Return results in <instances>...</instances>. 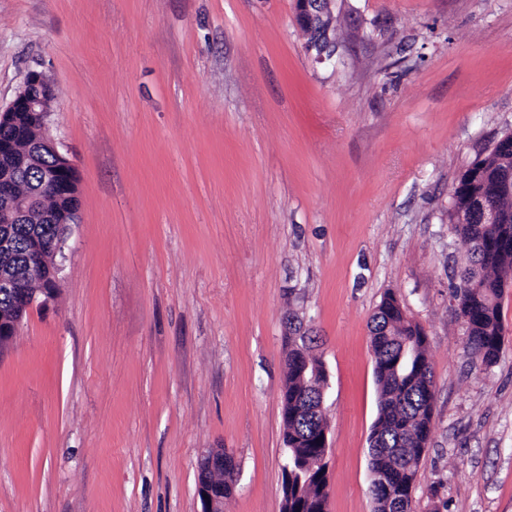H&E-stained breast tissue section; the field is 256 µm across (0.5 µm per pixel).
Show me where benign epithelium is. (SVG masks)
<instances>
[{"mask_svg": "<svg viewBox=\"0 0 512 512\" xmlns=\"http://www.w3.org/2000/svg\"><path fill=\"white\" fill-rule=\"evenodd\" d=\"M335 0H295L296 21L299 27L313 35L306 43L308 51L315 52L318 63H336V23ZM53 88L49 78L37 71L28 74L23 88L10 104L0 108V127L9 128L16 124L17 113L33 112L39 120L35 138L36 147L19 151L12 140L0 141V160L7 157L13 169L18 170L39 164L41 149L45 148L55 156V162L43 167L44 184L57 192H65L75 184L76 169L72 160L60 152L46 133ZM38 193L19 192L15 175L0 173V211H5L14 219L28 217L37 208ZM65 229L51 238L37 239L32 250L27 270L0 269V288L16 289L21 296L19 307L0 311V351L8 348L17 335L24 313L34 305H42L51 299L57 289L61 266L58 258L63 255L72 220L63 221ZM309 371V384L320 393L319 410H324L326 383L321 378L326 371L318 366H306ZM199 465L205 472L224 470V449L212 448L202 455ZM202 512H224V485L208 482L198 485Z\"/></svg>", "mask_w": 512, "mask_h": 512, "instance_id": "1", "label": "benign epithelium"}]
</instances>
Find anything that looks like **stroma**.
<instances>
[{
    "mask_svg": "<svg viewBox=\"0 0 512 512\" xmlns=\"http://www.w3.org/2000/svg\"><path fill=\"white\" fill-rule=\"evenodd\" d=\"M337 67L293 0H0V108L29 72L80 206L53 299L0 352V512H281L290 317L326 373L329 512H373L369 322L428 334L415 512H512V288L472 361L450 191L512 132V0H336ZM226 451L222 448H211L202 455L199 465L202 470L207 472H224V481L222 484H210L208 482L198 485V495L202 503V512H222L224 511V503L232 494L230 493L231 485L237 480L235 473L237 465L234 457L230 454L229 457L224 454ZM208 495V499L204 498ZM223 504V506H221Z\"/></svg>",
    "mask_w": 512,
    "mask_h": 512,
    "instance_id": "35a3bbf8",
    "label": "stroma"
}]
</instances>
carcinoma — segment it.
Returning a JSON list of instances; mask_svg holds the SVG:
<instances>
[{
    "label": "carcinoma",
    "mask_w": 512,
    "mask_h": 512,
    "mask_svg": "<svg viewBox=\"0 0 512 512\" xmlns=\"http://www.w3.org/2000/svg\"><path fill=\"white\" fill-rule=\"evenodd\" d=\"M512 176V135L486 154H480L452 187L448 221L467 249V262L458 272L456 313L463 320L469 356L485 365L494 363L504 344L500 300L512 287V196H492ZM57 218L77 208L78 201L47 191ZM485 201L501 215L498 224H485L474 210ZM55 224H2L12 249L8 261L27 262L34 237L53 235ZM378 386V414L370 435L371 469L377 480L370 492L375 512H413L418 464L427 447L434 402V375L428 358V336L406 317L394 294H387L369 323ZM313 338L288 337L287 373L281 391L283 441L287 462L288 512H322L327 494V463L315 447V431L327 418L304 412L310 396L302 366L311 356ZM234 457L224 461V499L236 482Z\"/></svg>",
    "instance_id": "obj_1"
}]
</instances>
